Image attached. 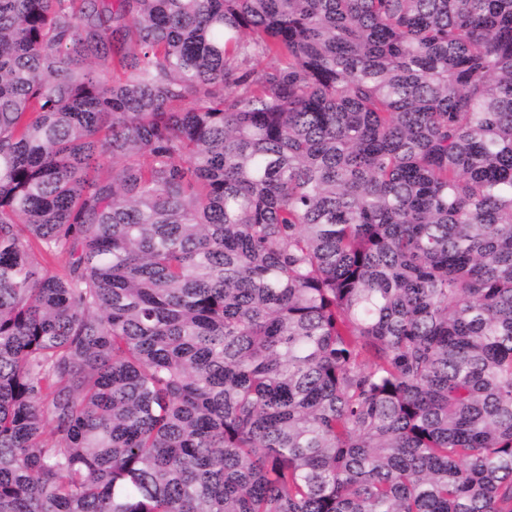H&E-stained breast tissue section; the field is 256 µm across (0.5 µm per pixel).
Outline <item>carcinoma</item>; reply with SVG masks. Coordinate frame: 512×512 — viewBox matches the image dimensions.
Masks as SVG:
<instances>
[{
  "label": "carcinoma",
  "mask_w": 512,
  "mask_h": 512,
  "mask_svg": "<svg viewBox=\"0 0 512 512\" xmlns=\"http://www.w3.org/2000/svg\"><path fill=\"white\" fill-rule=\"evenodd\" d=\"M0 512H512V0H0Z\"/></svg>",
  "instance_id": "1"
}]
</instances>
